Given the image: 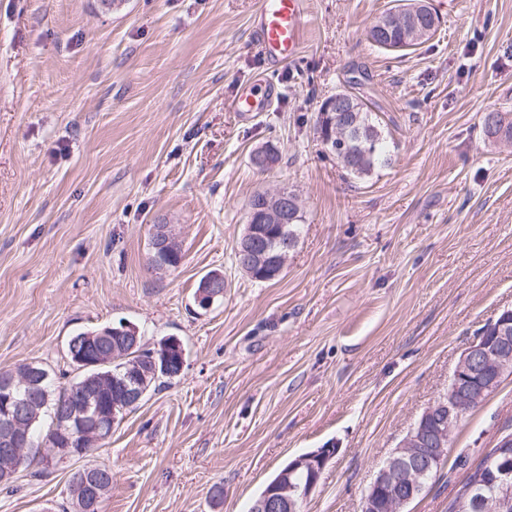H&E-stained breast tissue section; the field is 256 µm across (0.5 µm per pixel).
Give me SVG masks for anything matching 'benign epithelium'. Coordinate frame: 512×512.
<instances>
[{
	"label": "benign epithelium",
	"mask_w": 512,
	"mask_h": 512,
	"mask_svg": "<svg viewBox=\"0 0 512 512\" xmlns=\"http://www.w3.org/2000/svg\"><path fill=\"white\" fill-rule=\"evenodd\" d=\"M374 26L380 32L401 29L404 43L391 47L393 51L412 48L413 43L423 40L434 29L429 18L414 10L386 14ZM320 116L329 141L336 142L341 158H347L345 147L362 133L359 101L349 95L330 97L321 103ZM250 160L255 168L266 171L279 164V153L274 148H260L251 154ZM300 210L299 198L284 188L260 192L250 208L248 224L236 246L240 269L246 275L254 280L271 281L281 274L293 250L287 228ZM173 239L170 225H153L152 258L164 269L176 266ZM206 288L208 291L200 290L195 296L196 305L204 310L211 308L215 299L224 296V275H213ZM106 332L123 341L129 351H144L142 336L135 324L123 321L119 326L107 328ZM173 354L180 362H185L183 343L174 336L164 339L158 348L148 350L149 360L164 367L169 365ZM121 369L120 375L112 379L115 390L112 401L104 403L88 393L83 409L68 411L70 420L100 443L112 436L119 415L136 407L146 393L144 370L139 361L131 360ZM511 371L512 310L507 309L497 324L480 330L461 353L448 382L447 394L422 412L399 447L376 472L363 496L360 512H405L423 488L422 479L444 463L460 414L483 404ZM43 379L44 376L31 366L21 373H12L0 387V455L16 461L26 457L32 444V409L40 401ZM90 452L89 448L57 446L41 449L47 468L62 461L83 459ZM335 454L334 447L318 448L290 460L288 468L269 485L262 497L252 503L251 512H303V506ZM496 470V480L501 488L512 491V460L502 458L496 464ZM300 471L308 476V482L303 486L294 481ZM88 474L87 470L79 471L84 477L91 512L102 500V489L88 478Z\"/></svg>",
	"instance_id": "obj_1"
}]
</instances>
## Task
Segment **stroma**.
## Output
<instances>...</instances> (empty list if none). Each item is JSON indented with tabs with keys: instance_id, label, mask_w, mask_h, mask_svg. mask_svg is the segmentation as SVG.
<instances>
[{
	"instance_id": "obj_1",
	"label": "stroma",
	"mask_w": 512,
	"mask_h": 512,
	"mask_svg": "<svg viewBox=\"0 0 512 512\" xmlns=\"http://www.w3.org/2000/svg\"><path fill=\"white\" fill-rule=\"evenodd\" d=\"M299 57L267 60L259 0H0V369L79 375L67 342L126 321L147 347L184 344L88 457L112 471L104 512H248L291 458L332 446L305 512H359L415 419L448 390L487 319L512 308V0H430L439 26L389 53L363 33L392 0H308ZM363 76L388 163L350 176L315 130L320 103ZM269 79L270 111L228 102ZM279 166L258 172L256 148ZM288 188L304 222L280 277L233 249L259 190ZM183 261L151 263L153 225ZM224 297L194 303L200 278ZM512 421V375L458 423L406 512H448ZM78 461L0 483V512H56ZM223 485V499L212 496ZM212 272L213 271L207 273L200 279L197 289L195 291V294H196V292H198L195 296V303L199 308L204 309V310H208L209 308H211L214 303V300L216 298L224 296V290H222V288H224V275L221 273L212 274L211 276H213V277L210 279V283L208 285L202 287V288H208V292H203L202 290H200V289H202L201 285H202L203 279ZM213 288H215V289L213 290ZM220 299L221 298L216 299L215 301L217 302Z\"/></svg>"
}]
</instances>
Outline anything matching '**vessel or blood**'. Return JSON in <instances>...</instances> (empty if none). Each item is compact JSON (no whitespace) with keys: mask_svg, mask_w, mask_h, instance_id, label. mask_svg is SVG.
<instances>
[{"mask_svg":"<svg viewBox=\"0 0 512 512\" xmlns=\"http://www.w3.org/2000/svg\"><path fill=\"white\" fill-rule=\"evenodd\" d=\"M307 16V0H260L253 26L263 53L279 62L296 59L302 50ZM272 104L270 95L252 87L236 95L230 107L249 115L269 111Z\"/></svg>","mask_w":512,"mask_h":512,"instance_id":"vessel-or-blood-1","label":"vessel or blood"}]
</instances>
